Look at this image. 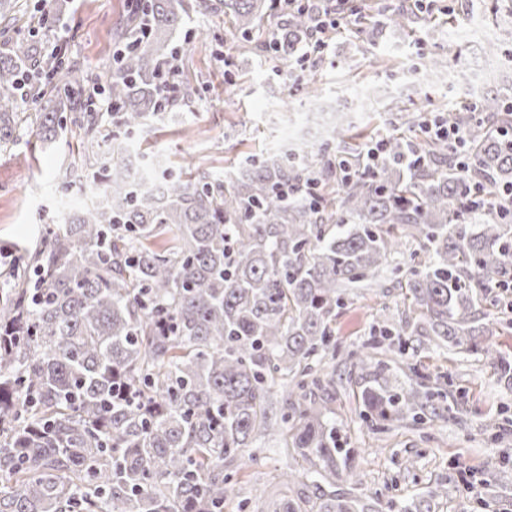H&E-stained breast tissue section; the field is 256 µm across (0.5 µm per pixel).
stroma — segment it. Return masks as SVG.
<instances>
[{
  "mask_svg": "<svg viewBox=\"0 0 512 512\" xmlns=\"http://www.w3.org/2000/svg\"><path fill=\"white\" fill-rule=\"evenodd\" d=\"M17 21L0 33V46L17 36L61 46L65 58L108 83V62L116 48L110 33L127 13V0H19ZM500 0H434L436 19L415 33L386 27L377 46L367 47L343 36H330L314 96L304 91L305 78H291L295 62L281 64L253 42L231 32L219 11L189 10L172 34L169 49L177 82L194 94L175 106L165 120L129 135L137 152L159 157L165 169L188 165L229 176L250 156L266 154L275 114L298 121L319 104L347 98L362 115L364 126L381 123L386 97L409 111H440L460 101L466 89L449 92L435 74L431 59L444 62L462 56L469 70L482 65L479 46L497 32ZM415 80L401 85L407 68ZM83 132L71 128L62 139L43 142L36 126L13 146L0 149V283L14 264L17 248H31L51 221L58 204L73 196L72 181L63 179L66 163L77 165L81 178ZM408 314L401 290L389 271L370 284L347 292V307L336 318V399L331 421L345 447L354 449L366 494L403 506L435 487L447 489L434 512H512V383L502 380L477 352L427 345L411 337L405 357L379 350L375 357L399 389L425 383L434 391L435 413L424 420L380 429L360 414L358 393L370 381L369 371L348 357L368 339L373 325L399 321ZM498 423L490 432V423ZM254 457L237 472L240 501L224 512H255V491L272 489L293 467L278 435L258 441ZM474 490H467V482Z\"/></svg>",
  "mask_w": 512,
  "mask_h": 512,
  "instance_id": "stroma-1",
  "label": "stroma"
}]
</instances>
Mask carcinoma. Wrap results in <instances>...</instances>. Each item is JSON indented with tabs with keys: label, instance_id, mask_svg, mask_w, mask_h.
Masks as SVG:
<instances>
[{
	"label": "carcinoma",
	"instance_id": "1",
	"mask_svg": "<svg viewBox=\"0 0 512 512\" xmlns=\"http://www.w3.org/2000/svg\"><path fill=\"white\" fill-rule=\"evenodd\" d=\"M221 10L249 40L283 17L265 51L291 59L312 13L277 0H140L143 42L120 56L100 95L118 105L93 110L96 78L26 37L0 50V147L20 137L19 99L41 102L37 130L52 143L67 123L84 131L92 182L105 194L47 224L41 247L22 251L0 289V512H224L238 498L233 472L257 437L277 432L299 463L264 512H385L362 484L353 451L339 445L331 412L336 317L343 286L390 270L413 316L372 328L349 358L367 367L385 346L403 355L409 337L478 350L500 375L512 361L485 343L480 309L490 289L512 280V216L471 207L468 188L487 195L512 186L509 97L482 92L448 109L466 134L467 170L448 143L406 135L397 118L385 160L373 170L359 150L352 177L335 186L333 143L352 126L344 113L314 149L252 157L229 179L197 171L162 176L154 191L132 178L129 143L102 135L159 120L169 38L190 8ZM353 36L377 44L383 22L362 13ZM512 28L485 55L502 66ZM42 66L49 82L28 83ZM418 249L407 250L409 242ZM279 386L281 417L269 415ZM434 394L393 392L384 369L363 386V416L422 419Z\"/></svg>",
	"mask_w": 512,
	"mask_h": 512
}]
</instances>
